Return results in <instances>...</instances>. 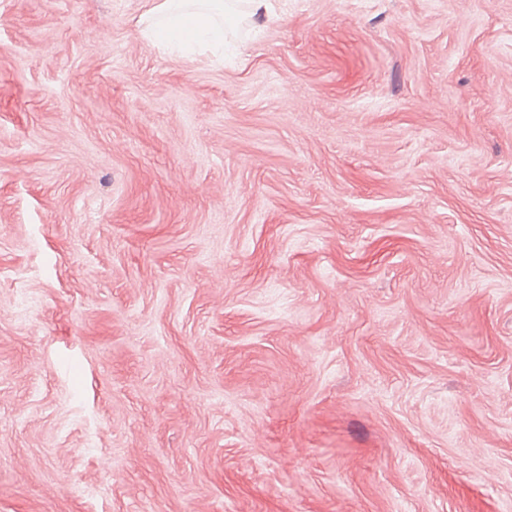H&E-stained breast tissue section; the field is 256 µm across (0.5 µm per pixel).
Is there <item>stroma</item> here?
Returning <instances> with one entry per match:
<instances>
[{
  "label": "stroma",
  "instance_id": "obj_1",
  "mask_svg": "<svg viewBox=\"0 0 512 512\" xmlns=\"http://www.w3.org/2000/svg\"><path fill=\"white\" fill-rule=\"evenodd\" d=\"M0 0V512H512V0ZM222 0H161L151 10L141 32L146 39L155 34L182 50L200 46L224 50V28L216 24L223 15Z\"/></svg>",
  "mask_w": 512,
  "mask_h": 512
}]
</instances>
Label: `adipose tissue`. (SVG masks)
<instances>
[{
    "label": "adipose tissue",
    "instance_id": "obj_1",
    "mask_svg": "<svg viewBox=\"0 0 512 512\" xmlns=\"http://www.w3.org/2000/svg\"><path fill=\"white\" fill-rule=\"evenodd\" d=\"M223 8V0H159L142 35L148 39L162 36L183 50L196 46L220 49L224 29L216 20Z\"/></svg>",
    "mask_w": 512,
    "mask_h": 512
}]
</instances>
